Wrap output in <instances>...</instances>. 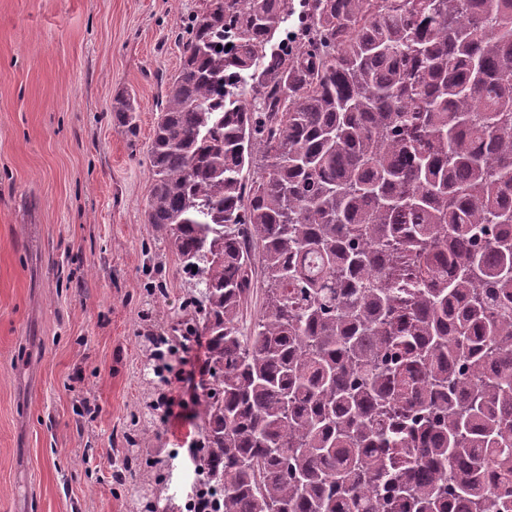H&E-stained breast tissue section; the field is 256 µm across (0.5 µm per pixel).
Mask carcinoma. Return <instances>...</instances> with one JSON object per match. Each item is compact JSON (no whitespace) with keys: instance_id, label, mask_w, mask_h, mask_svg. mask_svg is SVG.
Masks as SVG:
<instances>
[{"instance_id":"obj_1","label":"carcinoma","mask_w":512,"mask_h":512,"mask_svg":"<svg viewBox=\"0 0 512 512\" xmlns=\"http://www.w3.org/2000/svg\"><path fill=\"white\" fill-rule=\"evenodd\" d=\"M507 21L512 0L193 17L147 223L199 273L215 512H512Z\"/></svg>"}]
</instances>
